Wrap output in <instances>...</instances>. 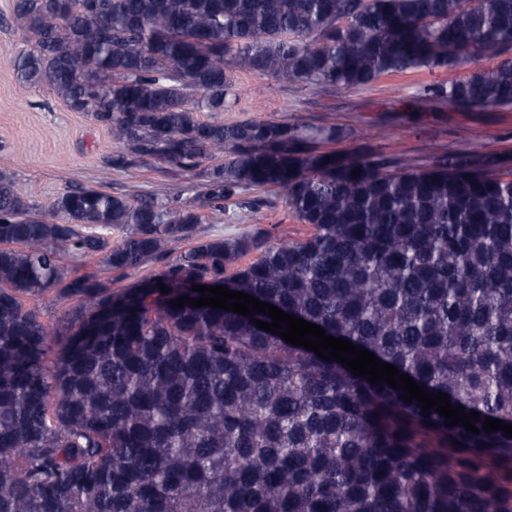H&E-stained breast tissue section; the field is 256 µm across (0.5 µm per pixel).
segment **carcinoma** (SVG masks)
<instances>
[{
  "label": "carcinoma",
  "mask_w": 512,
  "mask_h": 512,
  "mask_svg": "<svg viewBox=\"0 0 512 512\" xmlns=\"http://www.w3.org/2000/svg\"><path fill=\"white\" fill-rule=\"evenodd\" d=\"M11 19L17 78L120 144L104 172L164 164L216 211L269 188L311 232L206 235L163 194L37 202L0 173V512H512V438L482 429L512 425L508 161L416 167L321 148L350 137L334 125L218 118L236 70L325 93L479 58L497 63L428 97L511 107L512 0H12ZM192 284L349 340L479 412L480 433L258 328L264 314L171 307L201 297ZM49 293L66 322L41 319Z\"/></svg>",
  "instance_id": "obj_1"
}]
</instances>
